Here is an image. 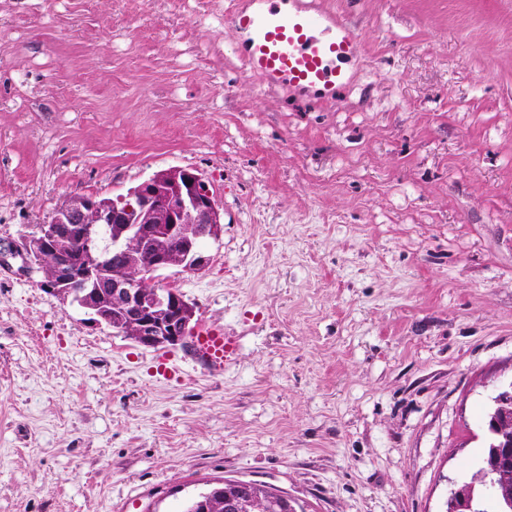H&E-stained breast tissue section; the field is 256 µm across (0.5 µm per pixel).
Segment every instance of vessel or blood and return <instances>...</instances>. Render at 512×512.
Listing matches in <instances>:
<instances>
[{
	"mask_svg": "<svg viewBox=\"0 0 512 512\" xmlns=\"http://www.w3.org/2000/svg\"><path fill=\"white\" fill-rule=\"evenodd\" d=\"M232 21L244 33L247 69L267 84L285 85L327 101L351 81L360 31L307 0H237ZM190 351L204 371L223 374L237 361V339L223 329L203 327Z\"/></svg>",
	"mask_w": 512,
	"mask_h": 512,
	"instance_id": "1",
	"label": "vessel or blood"
}]
</instances>
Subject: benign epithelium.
I'll use <instances>...</instances> for the list:
<instances>
[{
  "label": "benign epithelium",
  "instance_id": "benign-epithelium-1",
  "mask_svg": "<svg viewBox=\"0 0 512 512\" xmlns=\"http://www.w3.org/2000/svg\"><path fill=\"white\" fill-rule=\"evenodd\" d=\"M136 207L123 210L96 196L69 197L51 220L23 237L14 254L24 262L49 252L55 263L40 286L64 301L77 304L97 324L112 327L151 348L181 344L195 311L172 289L148 288L150 278L171 267L196 271L206 264L198 247L203 238L221 231V213L214 192L189 169L170 168L155 174L131 192ZM163 238L175 249L158 245ZM136 244L137 256L126 249ZM491 448H512V383L493 399L487 422ZM490 464L480 478L452 489L448 512H472L475 483L512 512V498L500 496Z\"/></svg>",
  "mask_w": 512,
  "mask_h": 512
}]
</instances>
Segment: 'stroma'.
<instances>
[{"label": "stroma", "instance_id": "obj_1", "mask_svg": "<svg viewBox=\"0 0 512 512\" xmlns=\"http://www.w3.org/2000/svg\"><path fill=\"white\" fill-rule=\"evenodd\" d=\"M362 33L325 102L248 75L233 0H0V253L66 197L188 168L224 216L158 287L210 377L0 263V512H445L512 383V0H309ZM190 351L206 373L221 375L237 361V339L205 326L190 336Z\"/></svg>", "mask_w": 512, "mask_h": 512}]
</instances>
